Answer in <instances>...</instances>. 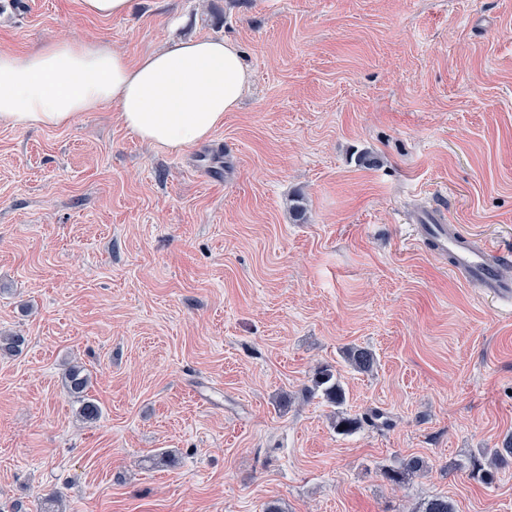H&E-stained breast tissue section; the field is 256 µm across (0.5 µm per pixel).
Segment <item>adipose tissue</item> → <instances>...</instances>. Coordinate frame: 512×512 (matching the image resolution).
<instances>
[{
    "mask_svg": "<svg viewBox=\"0 0 512 512\" xmlns=\"http://www.w3.org/2000/svg\"><path fill=\"white\" fill-rule=\"evenodd\" d=\"M250 78L224 39L174 41L132 63L106 45L64 38L23 55L0 52V122L65 127L111 104L140 141L180 151L223 125Z\"/></svg>",
    "mask_w": 512,
    "mask_h": 512,
    "instance_id": "adipose-tissue-1",
    "label": "adipose tissue"
}]
</instances>
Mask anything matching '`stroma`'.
I'll return each instance as SVG.
<instances>
[{
  "label": "stroma",
  "mask_w": 512,
  "mask_h": 512,
  "mask_svg": "<svg viewBox=\"0 0 512 512\" xmlns=\"http://www.w3.org/2000/svg\"><path fill=\"white\" fill-rule=\"evenodd\" d=\"M15 2L0 50L76 36L134 59L221 37L251 83L177 153L111 107L0 123V332L27 338L0 356V505L512 512V463L470 475L512 434V316L411 232L434 207L512 251V0ZM71 364L95 421L62 386ZM323 364L352 434L309 392ZM409 455L423 472L381 477ZM86 14L97 17H120L128 11L129 0H81ZM345 361L358 372L372 371L376 363L372 351L364 347L352 346L344 352ZM90 386V377L85 369L79 365L69 366L64 373V387L66 391L79 403L77 413L87 421H95L100 415L99 406L87 398Z\"/></svg>",
  "instance_id": "obj_1"
}]
</instances>
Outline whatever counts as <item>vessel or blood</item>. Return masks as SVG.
<instances>
[{"label":"vessel or blood","mask_w":512,"mask_h":512,"mask_svg":"<svg viewBox=\"0 0 512 512\" xmlns=\"http://www.w3.org/2000/svg\"><path fill=\"white\" fill-rule=\"evenodd\" d=\"M414 232L433 241L436 254L447 258L453 270L463 273L485 294L503 306L512 305V281L501 276L489 245L475 244L457 227L445 224H418Z\"/></svg>","instance_id":"vessel-or-blood-1"}]
</instances>
